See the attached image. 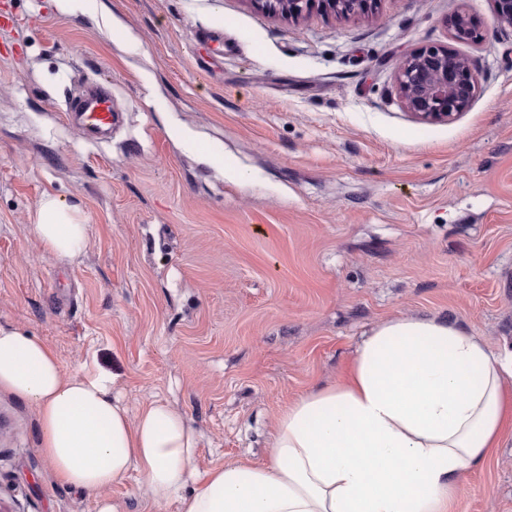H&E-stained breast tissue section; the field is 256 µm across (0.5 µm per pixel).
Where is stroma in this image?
Wrapping results in <instances>:
<instances>
[{
	"instance_id": "stroma-1",
	"label": "stroma",
	"mask_w": 512,
	"mask_h": 512,
	"mask_svg": "<svg viewBox=\"0 0 512 512\" xmlns=\"http://www.w3.org/2000/svg\"><path fill=\"white\" fill-rule=\"evenodd\" d=\"M151 60L90 13L0 0V325L28 331L65 374L96 359L130 412L167 401L200 437L199 471L269 455L288 402L337 381L362 337L395 316H440L512 367V28L492 0H376L365 15L294 24L253 0H106ZM483 23L453 40L450 19ZM449 46L479 84L449 124L416 121L394 77ZM103 85L124 121L89 141L69 99ZM206 138L220 172L173 138ZM80 205L84 253L63 264L29 228L43 192ZM121 512L155 505L130 475ZM0 502L96 512L59 483L35 411L0 391ZM455 512H512V433L466 476Z\"/></svg>"
}]
</instances>
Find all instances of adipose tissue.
I'll return each mask as SVG.
<instances>
[{
  "label": "adipose tissue",
  "instance_id": "1",
  "mask_svg": "<svg viewBox=\"0 0 512 512\" xmlns=\"http://www.w3.org/2000/svg\"><path fill=\"white\" fill-rule=\"evenodd\" d=\"M31 230L66 262L88 242L81 208L50 192ZM118 382L96 364L65 377L44 340L0 325V391L34 409L58 482L94 493L134 472L180 512H453L465 474L512 424V371L482 336L438 316L374 326L343 378L279 414L260 463L198 472L200 440L184 416L162 401L130 415Z\"/></svg>",
  "mask_w": 512,
  "mask_h": 512
}]
</instances>
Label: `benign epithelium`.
Instances as JSON below:
<instances>
[{
	"mask_svg": "<svg viewBox=\"0 0 512 512\" xmlns=\"http://www.w3.org/2000/svg\"><path fill=\"white\" fill-rule=\"evenodd\" d=\"M374 0H255L266 10L290 19L308 14L323 5L340 15L356 14L371 8ZM498 23L512 27V0H493ZM453 39L475 41L481 37L482 22L466 14H457L450 22ZM395 80L400 97L418 120L450 123L470 105L479 83L472 64L450 48H426L414 51L398 63Z\"/></svg>",
	"mask_w": 512,
	"mask_h": 512,
	"instance_id": "benign-epithelium-1",
	"label": "benign epithelium"
}]
</instances>
